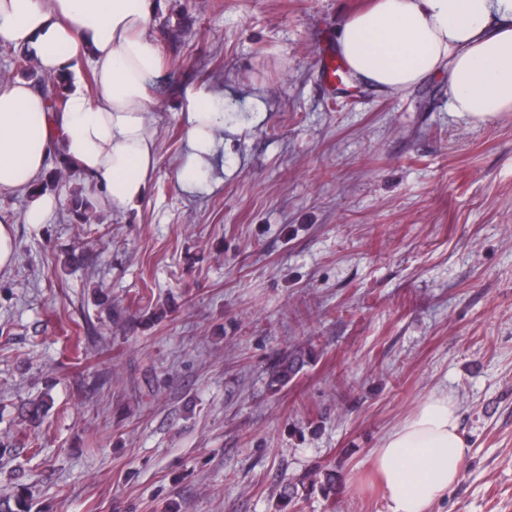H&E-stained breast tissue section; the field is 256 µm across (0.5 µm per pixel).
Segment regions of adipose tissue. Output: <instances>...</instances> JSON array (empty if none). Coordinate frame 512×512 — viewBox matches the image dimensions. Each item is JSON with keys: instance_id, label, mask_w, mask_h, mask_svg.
I'll return each mask as SVG.
<instances>
[{"instance_id": "ef3b65f1", "label": "adipose tissue", "mask_w": 512, "mask_h": 512, "mask_svg": "<svg viewBox=\"0 0 512 512\" xmlns=\"http://www.w3.org/2000/svg\"><path fill=\"white\" fill-rule=\"evenodd\" d=\"M157 0H0V43L26 51L41 73L71 76L64 111H47L39 86L0 81V192H26L52 156L73 164L103 206L142 200L156 166L152 88L164 72L147 27ZM352 77L396 94L447 70L451 112L487 121L512 112V0H376L336 29ZM96 92L87 97L83 67ZM184 190L201 187L224 152L217 94L184 91ZM469 446L456 404L432 394L373 451L387 512H429L458 482Z\"/></svg>"}]
</instances>
